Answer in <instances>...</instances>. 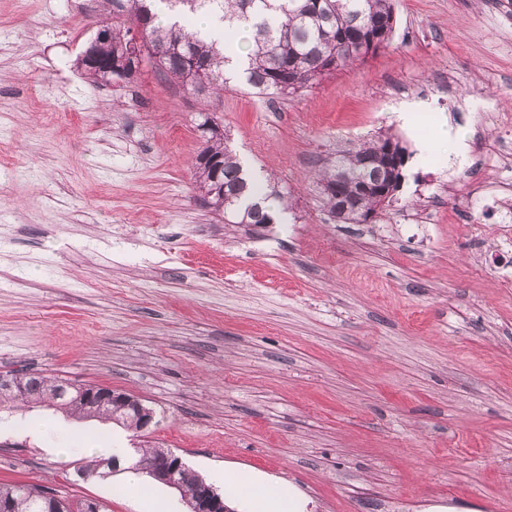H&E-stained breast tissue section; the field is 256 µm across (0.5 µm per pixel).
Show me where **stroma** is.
<instances>
[{
    "mask_svg": "<svg viewBox=\"0 0 512 512\" xmlns=\"http://www.w3.org/2000/svg\"><path fill=\"white\" fill-rule=\"evenodd\" d=\"M389 44L301 95L202 96L151 67L90 85L77 59L112 0H0V372L140 399L141 432L42 407L0 411V482L186 512L132 458L164 446L284 481L307 512H512V0H397ZM210 109L279 224H227L195 197ZM392 132L411 157L393 207L345 224L313 177ZM71 450L60 460L53 447Z\"/></svg>",
    "mask_w": 512,
    "mask_h": 512,
    "instance_id": "1",
    "label": "stroma"
}]
</instances>
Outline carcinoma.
<instances>
[{
    "mask_svg": "<svg viewBox=\"0 0 512 512\" xmlns=\"http://www.w3.org/2000/svg\"><path fill=\"white\" fill-rule=\"evenodd\" d=\"M206 14L214 31H201L195 16ZM396 24L395 0H112V19L106 21L111 38L94 35L95 58L80 60L85 75L103 80V71L115 64L130 66L128 46L133 31L141 29L146 46L143 58L170 79L198 94L230 88L224 65L229 62L240 28L251 29L252 49L245 68V83L258 94L296 95L324 77L363 62L387 45ZM210 114H199L197 130L202 149L194 178L198 199L226 224H275L278 216L253 195L251 177L229 148L224 131L207 127ZM410 153L402 139L390 132L366 139L353 148L324 160L317 173L329 211L346 224H362L394 200L402 185L394 161L406 165ZM21 377L26 392L18 398L0 390V408L20 401L46 403L81 418L133 423L122 406L107 403L95 409L76 399L71 381L30 373L4 372ZM82 474L102 478L114 470L112 462L87 461ZM38 484L0 483V498H10L15 512H43L44 503L33 497Z\"/></svg>",
    "mask_w": 512,
    "mask_h": 512,
    "instance_id": "obj_1",
    "label": "carcinoma"
}]
</instances>
